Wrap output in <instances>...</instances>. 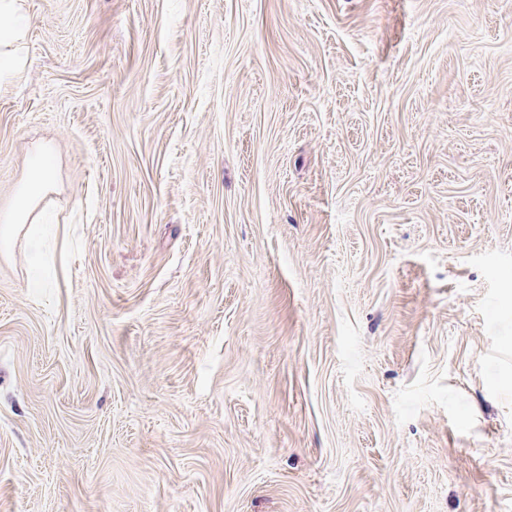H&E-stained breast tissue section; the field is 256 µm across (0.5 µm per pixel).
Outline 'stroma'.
I'll return each instance as SVG.
<instances>
[{
    "instance_id": "obj_1",
    "label": "stroma",
    "mask_w": 512,
    "mask_h": 512,
    "mask_svg": "<svg viewBox=\"0 0 512 512\" xmlns=\"http://www.w3.org/2000/svg\"><path fill=\"white\" fill-rule=\"evenodd\" d=\"M19 6L0 512H512V0ZM53 180L54 170L50 157L43 153L36 154L32 159L30 178L17 202L18 215L22 221L27 219L34 204Z\"/></svg>"
}]
</instances>
